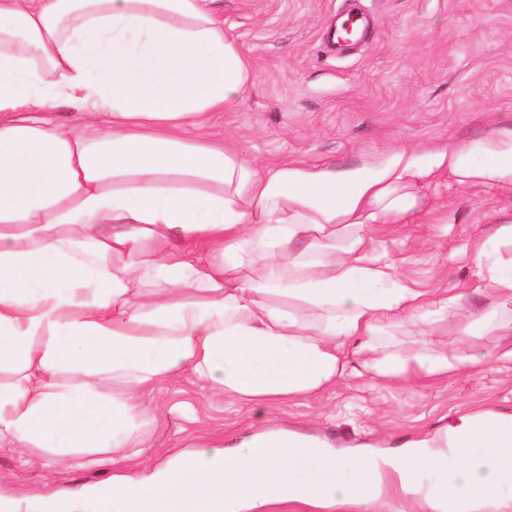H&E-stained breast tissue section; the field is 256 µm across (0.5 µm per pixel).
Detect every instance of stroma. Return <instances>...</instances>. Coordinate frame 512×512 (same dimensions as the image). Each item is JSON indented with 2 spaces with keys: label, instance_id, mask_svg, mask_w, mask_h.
<instances>
[{
  "label": "stroma",
  "instance_id": "1",
  "mask_svg": "<svg viewBox=\"0 0 512 512\" xmlns=\"http://www.w3.org/2000/svg\"><path fill=\"white\" fill-rule=\"evenodd\" d=\"M358 7L371 37L339 52L325 41L338 13ZM224 31L253 77L241 97L204 119L200 139L223 143L265 170L284 162L336 170L377 169L400 151L419 158L479 139L512 135V0H216ZM411 223L375 235L401 273L423 288L470 287L461 255L493 225L512 222V184H461L448 175L415 189ZM405 349L465 355L512 342L499 330L467 335L465 320L409 327ZM147 464L157 466L202 440L245 435L247 407L203 399L187 382L154 395ZM512 413V364L460 370L433 381L386 382L348 375L308 399L269 408L268 424L327 442L387 452L467 411ZM112 466L66 470L43 448L0 446V493H50L111 477Z\"/></svg>",
  "mask_w": 512,
  "mask_h": 512
}]
</instances>
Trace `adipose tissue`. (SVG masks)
<instances>
[{
	"mask_svg": "<svg viewBox=\"0 0 512 512\" xmlns=\"http://www.w3.org/2000/svg\"><path fill=\"white\" fill-rule=\"evenodd\" d=\"M251 69L207 0H0V445L122 475L0 512H269L378 501L388 473L423 512L512 504V414L463 413L381 465L284 429L207 441L143 466L151 397L178 378L264 413L345 375L430 379L512 363L392 349L408 326L458 315L480 336L512 320V224L470 256L473 293L415 287L370 228L409 223L416 184L512 183V137L488 134L378 169L259 172L198 141ZM66 105L84 122L68 126ZM151 283L149 302L139 299ZM122 384L109 393L104 378Z\"/></svg>",
	"mask_w": 512,
	"mask_h": 512,
	"instance_id": "ef3b65f1",
	"label": "adipose tissue"
}]
</instances>
